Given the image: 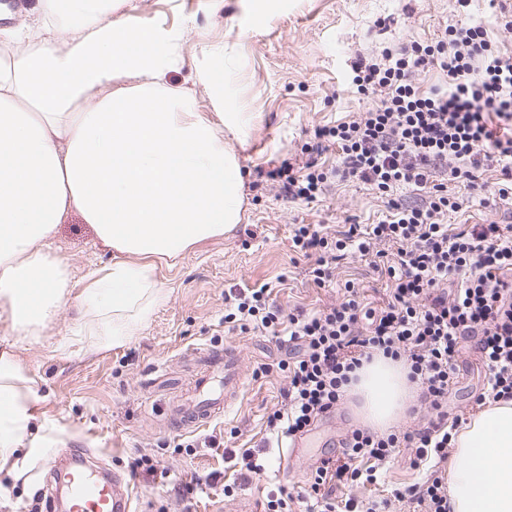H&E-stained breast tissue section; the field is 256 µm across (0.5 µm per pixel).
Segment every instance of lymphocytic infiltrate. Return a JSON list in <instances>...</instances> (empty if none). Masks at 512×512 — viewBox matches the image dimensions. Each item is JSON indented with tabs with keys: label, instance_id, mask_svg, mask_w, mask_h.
I'll return each mask as SVG.
<instances>
[{
	"label": "lymphocytic infiltrate",
	"instance_id": "f902f5d3",
	"mask_svg": "<svg viewBox=\"0 0 512 512\" xmlns=\"http://www.w3.org/2000/svg\"><path fill=\"white\" fill-rule=\"evenodd\" d=\"M436 69L447 86L422 87L419 74ZM352 83L370 99L366 112L333 126H318L302 148L306 161L282 160L269 171L279 192L310 204L336 181L363 183L381 194L385 215L374 224H353L332 238L320 225L298 224L292 242L311 262L313 283L327 287L345 254L373 256L372 266L391 284L380 308L365 307L358 287L345 284L329 307L286 315L267 287L224 296V321L289 346L283 401L267 417L277 437L304 432L343 399L354 372L380 354L404 361L419 402L430 412L426 427L377 434L353 428L340 440L341 455L312 471L304 492L281 490L269 512H336L334 487L377 479L380 466L402 449L413 467L446 461L448 391L459 369L465 339L486 367L475 402L512 400V224L495 221L451 230L449 214L461 207L448 194L452 181L481 192V205L512 200V52L504 51L480 22L460 20L435 39L384 48L360 58ZM335 153L334 165L317 158ZM497 168L487 189L479 173ZM420 192L419 200L399 190ZM369 460L366 469L357 460Z\"/></svg>",
	"mask_w": 512,
	"mask_h": 512
}]
</instances>
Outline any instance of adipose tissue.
I'll use <instances>...</instances> for the list:
<instances>
[{
    "label": "adipose tissue",
    "mask_w": 512,
    "mask_h": 512,
    "mask_svg": "<svg viewBox=\"0 0 512 512\" xmlns=\"http://www.w3.org/2000/svg\"><path fill=\"white\" fill-rule=\"evenodd\" d=\"M131 0H41L0 29V465L37 447L36 381L19 345L47 336L67 304L91 350L119 347L168 299L152 258L176 259L240 224L245 179L234 143L251 123L228 91L223 46L193 85L186 27L144 25ZM210 115L196 112L198 92ZM114 251L75 289L53 249L71 213ZM361 424L400 422L416 392L400 361L376 356L349 388ZM451 512H512V400L479 410L454 440Z\"/></svg>",
    "instance_id": "obj_1"
}]
</instances>
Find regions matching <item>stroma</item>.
I'll list each match as a JSON object with an SVG mask.
<instances>
[{
    "instance_id": "stroma-1",
    "label": "stroma",
    "mask_w": 512,
    "mask_h": 512,
    "mask_svg": "<svg viewBox=\"0 0 512 512\" xmlns=\"http://www.w3.org/2000/svg\"><path fill=\"white\" fill-rule=\"evenodd\" d=\"M147 25H185L191 30L183 51L186 66L177 80L193 81L206 46L232 50L230 90L252 115L251 136L236 153L245 173L246 210L226 237L198 244L176 263L158 260L155 278L169 293L147 326L125 345L88 350L68 332L80 313L74 305L58 314L54 336L24 345L18 354L37 381L47 426L41 448L22 450L17 472L0 471V512H46L43 489L60 448H84L96 465L131 480L142 512H180L178 487L191 474H213V485L197 489L192 512H268L267 502L281 487L302 491L319 453L347 429L358 427L354 397L307 431L301 455L280 473L282 448L266 419L282 401L286 385L276 364L285 353L268 337L229 330L224 325V294L262 284L284 312L307 311L335 303L346 281L358 283L365 300L379 305L385 283L367 258L350 254L336 265L332 288L316 287L310 262L292 246V227L318 224L334 236L352 224L378 220L381 198L363 184L335 183L310 205L276 197L270 184H258L271 162L299 155L314 128L347 121L369 102L351 84L357 54L372 56L392 43L428 41L460 18L454 0H133ZM462 202L449 224L512 222L507 207H484L463 184L449 182ZM54 249L74 280L112 261L91 225L79 217L59 225ZM237 348L242 388L223 416L194 431L171 427V407L201 372L198 349ZM270 372L256 377L259 365ZM459 376L448 392L449 415L471 417L484 381L474 349L464 347ZM213 447H203V439ZM151 455L159 473L132 476L130 463ZM261 463L264 473L247 470ZM427 468H412L401 453L382 470L378 483L351 482L336 491L337 504L389 499V512H413L408 501L392 499L393 489L422 484Z\"/></svg>"
}]
</instances>
